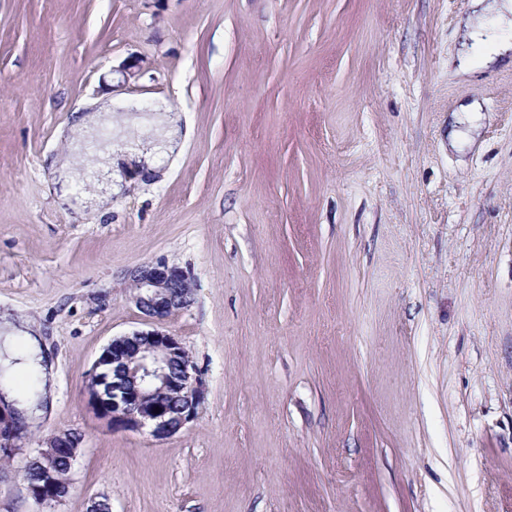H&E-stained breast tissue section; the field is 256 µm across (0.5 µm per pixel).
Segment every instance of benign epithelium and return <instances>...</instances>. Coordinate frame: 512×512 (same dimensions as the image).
Masks as SVG:
<instances>
[{
  "mask_svg": "<svg viewBox=\"0 0 512 512\" xmlns=\"http://www.w3.org/2000/svg\"><path fill=\"white\" fill-rule=\"evenodd\" d=\"M132 288L130 300L154 328L114 337L93 362L87 374V402L114 431L149 430L155 439H166L184 428L204 404V386L198 369L174 334L162 322L193 303L189 275L164 261L148 262L126 274ZM176 394L177 404L167 407L154 399L158 393ZM160 409L155 413L154 409ZM72 430H60L47 438L49 454L60 450L77 456L70 447ZM22 432L11 407L0 405V446L17 450ZM38 504L60 500L52 480L26 485Z\"/></svg>",
  "mask_w": 512,
  "mask_h": 512,
  "instance_id": "1",
  "label": "benign epithelium"
}]
</instances>
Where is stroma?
Listing matches in <instances>:
<instances>
[{
  "mask_svg": "<svg viewBox=\"0 0 512 512\" xmlns=\"http://www.w3.org/2000/svg\"><path fill=\"white\" fill-rule=\"evenodd\" d=\"M472 0H0V316L53 401L0 462V512H512V64L457 71ZM110 142L179 147L75 212L42 176L86 101ZM482 106L466 121L461 106ZM164 260L205 403L175 435L110 430L85 377L149 329L128 270ZM82 432L70 494L22 478ZM3 329L5 333V353L8 354L7 357L2 359L3 371L12 375L19 370L27 371L28 368L35 370L40 379L39 389L42 391L45 400H47L49 396L47 385L53 378L52 365L48 362L46 356H40L38 338L27 334L17 336L16 328L6 317L4 318ZM19 340L24 343V348L22 349L18 347ZM36 355H38V358H35ZM15 359L21 360L17 361L19 363H12ZM28 475H30V477L35 480L36 483L43 482V484L38 485H30L25 483L28 495L36 503L42 504L52 499H55L56 501L60 500V496L57 495L56 490L52 484V480L47 479L46 477H44V480L42 479L44 472L42 471L41 467L29 470Z\"/></svg>",
  "mask_w": 512,
  "mask_h": 512,
  "instance_id": "obj_1",
  "label": "stroma"
}]
</instances>
